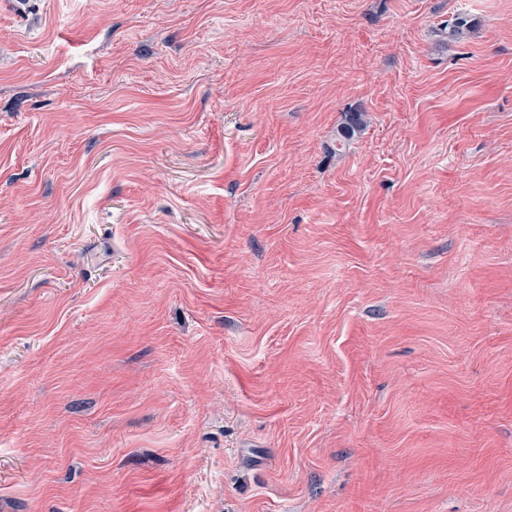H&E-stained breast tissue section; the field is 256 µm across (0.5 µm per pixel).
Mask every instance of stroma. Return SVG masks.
Returning a JSON list of instances; mask_svg holds the SVG:
<instances>
[{
  "instance_id": "stroma-1",
  "label": "stroma",
  "mask_w": 512,
  "mask_h": 512,
  "mask_svg": "<svg viewBox=\"0 0 512 512\" xmlns=\"http://www.w3.org/2000/svg\"><path fill=\"white\" fill-rule=\"evenodd\" d=\"M0 512H512V0L0 6ZM362 112H347L345 122L338 129L337 150L345 148L354 137L356 131L364 126Z\"/></svg>"
}]
</instances>
